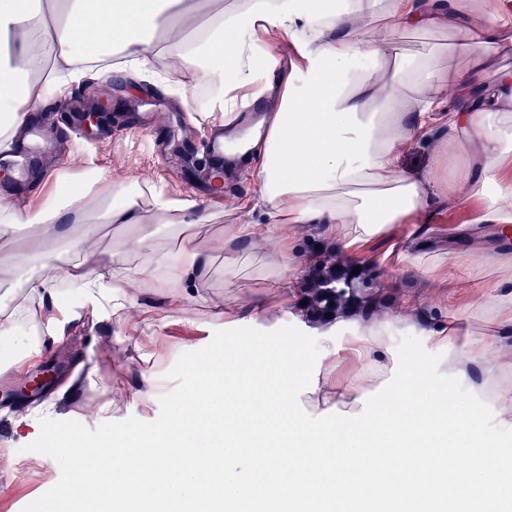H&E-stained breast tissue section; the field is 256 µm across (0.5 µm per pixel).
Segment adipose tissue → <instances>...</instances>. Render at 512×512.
<instances>
[{"label":"adipose tissue","mask_w":512,"mask_h":512,"mask_svg":"<svg viewBox=\"0 0 512 512\" xmlns=\"http://www.w3.org/2000/svg\"><path fill=\"white\" fill-rule=\"evenodd\" d=\"M512 0H0V152H10L49 99L87 75L109 78L126 58L131 92L154 67V37L167 44L169 75L194 71L217 87L215 123L232 127L267 94L277 67L275 30L298 60L282 73L262 137L260 220L218 235L203 203L151 191L140 207L96 163L78 179L48 175L51 192L19 208L0 197V234L41 228L40 257L77 280L90 303L125 301L160 285L188 313L187 284L223 255L233 268L244 240L291 251L292 224L329 225L342 249L400 224L422 221L436 202L480 201L478 223L512 234V71L486 70L504 47L502 15ZM450 33L456 65L433 52L401 53V31ZM434 146V162L411 176L401 158L412 143ZM115 225L111 243L98 228ZM176 250H162L161 229ZM85 264H63V245ZM143 255L103 291L90 261ZM467 309H449L424 356L392 348L394 321L357 329L318 361L297 340L244 357L218 346L198 357L194 383L171 401L164 425L129 430L88 448L40 426L56 464L77 474L73 494L100 512H512V278L481 283ZM56 302L47 280L0 277V337L20 335L18 304ZM488 333L472 335V316ZM350 372L340 376L341 365ZM213 497L200 499L202 489Z\"/></svg>","instance_id":"ef3b65f1"}]
</instances>
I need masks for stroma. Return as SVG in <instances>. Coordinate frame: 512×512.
<instances>
[{"label": "stroma", "instance_id": "35a3bbf8", "mask_svg": "<svg viewBox=\"0 0 512 512\" xmlns=\"http://www.w3.org/2000/svg\"><path fill=\"white\" fill-rule=\"evenodd\" d=\"M130 79L115 76L107 81L82 80L72 85L67 98L79 100L96 92L107 93L112 110L100 131L115 153L126 159L119 179L131 182L142 170L155 169L156 158L148 152L139 131V117L169 115L181 126L202 128L209 125L205 109L194 101L174 102L166 89L150 80L140 83L137 96L129 94ZM54 124L57 143L44 144L36 167H49L59 160L58 144H65L64 156L76 160L94 155L100 167H108L105 155L94 153V142L71 132L65 113L44 110L39 115ZM260 156H253L245 172L225 181L221 191L203 193L211 220L205 229L220 233L225 225L238 223L258 206L257 169ZM156 171V169H155ZM156 182L164 187L180 182L178 171H156ZM480 204L475 200L432 206L424 229L405 224L390 237L370 241L359 254V261L378 269L377 277L357 284V299L369 298L376 307L371 317L351 311L330 320L313 319L302 302L305 285L320 253L336 245L324 224H295L289 230L296 249L292 258L294 279L282 288L258 278L259 264L280 263V255L270 248L240 243V271L234 278L224 276L222 261H215L210 273L189 287L194 313L184 316L171 309L169 291L155 288L135 300L137 314L120 321L105 309L93 307L76 289H60L58 301L64 309L55 328L57 341L34 355L33 362L56 369L53 394L41 402L20 405L18 398L0 390V456L10 460L9 470L0 473V512H45L47 503H58L63 512H88L89 506L71 497L75 484L72 470L54 464L46 449L32 436L33 425L46 423L60 431H77L89 446L130 428L149 430L168 416V402L185 391L191 382L190 368L206 350L241 339L258 338L274 344L282 338H298L308 360L338 345L344 335L366 325L368 319L394 318L395 347L400 353H421L431 326L442 322L449 305L470 302L473 290L460 268L479 266L486 279L495 281L512 276V240L494 237L492 227L477 223ZM39 228L28 225L0 237V256L25 254L29 264L17 269L19 277L48 278L51 262L37 259ZM422 253L426 263L416 271H405L398 256ZM235 304L236 322L215 317L216 308ZM112 347V370L101 373L98 349ZM160 381L163 398L143 401L152 381ZM127 389L129 397L113 405L112 391ZM103 406L100 416L90 417L85 409Z\"/></svg>", "mask_w": 512, "mask_h": 512}]
</instances>
